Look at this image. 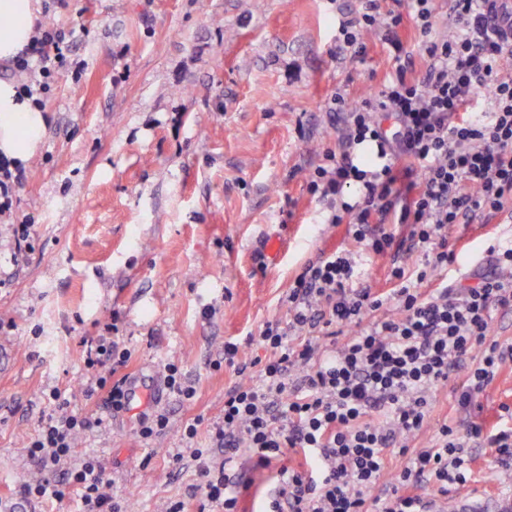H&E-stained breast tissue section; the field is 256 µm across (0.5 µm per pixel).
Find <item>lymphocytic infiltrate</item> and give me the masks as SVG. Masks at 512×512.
Masks as SVG:
<instances>
[{"label": "lymphocytic infiltrate", "instance_id": "obj_1", "mask_svg": "<svg viewBox=\"0 0 512 512\" xmlns=\"http://www.w3.org/2000/svg\"><path fill=\"white\" fill-rule=\"evenodd\" d=\"M462 26L450 37L431 39L436 23L432 0H406V13L381 14L367 0L360 19H343L339 32L356 45L358 30H379L395 58L407 53L398 36L411 17L425 38L427 68L422 78L396 73L361 101L332 98L344 122L339 153H326L306 178L311 195L331 207L329 223L348 225L355 240L383 254L395 242L394 225L408 226V238L425 256L423 267H392L393 288L375 292L354 287L358 271L350 253L337 250L308 262L282 303L287 321L267 322L245 343L264 349V361L243 360L242 344H224L223 361L236 380L224 393V420L209 435V448L190 455L206 478L198 512H239L248 482L225 464L245 453L254 466L274 469L277 486L263 512H422L413 489L429 478L440 487L470 481L471 457L459 433L492 448L499 463H512V428L488 433L483 423L465 431L442 424L437 443L410 447L426 424L434 389L452 370L466 367L467 380L455 392L468 409L512 359V344L489 334L492 313L512 308V246L492 243L487 252L496 272L475 284H448L443 270L455 260L448 231L478 215L502 212L512 201V76L501 62L512 56L486 12V0H450ZM70 34L54 25L38 26L11 63L19 91L43 106L55 68L68 64ZM481 99L490 109L473 111ZM376 148L374 169H360L355 146ZM355 189V203L345 202ZM387 318L373 320L379 310ZM353 336L320 354L313 336L335 338L345 328ZM104 325L85 364L95 374L86 396L101 393L115 413L126 410L125 378L131 353ZM53 409L26 446L39 470L63 469L64 483L26 484L27 500H64L67 486L80 489L81 512H127V502L109 491L95 459L65 469L76 437L90 420L52 392ZM224 452V464L208 463L209 449ZM302 461L290 464L289 454ZM391 473L390 495H375L377 479Z\"/></svg>", "mask_w": 512, "mask_h": 512}]
</instances>
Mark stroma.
Wrapping results in <instances>:
<instances>
[{"instance_id":"obj_1","label":"stroma","mask_w":512,"mask_h":512,"mask_svg":"<svg viewBox=\"0 0 512 512\" xmlns=\"http://www.w3.org/2000/svg\"><path fill=\"white\" fill-rule=\"evenodd\" d=\"M363 0H70L39 8V22L70 30L71 60L81 79L57 69L43 111L47 128L16 190L14 218H31L23 244L0 226V499L19 512H75L64 503H20L22 484L40 474L25 454L59 390L76 411L99 412L88 397L85 352L118 316V336L132 357L127 373L155 382L174 361L194 384L186 402L164 392L161 402L106 416L75 441V457L91 454L105 467L117 498L134 512H163L181 500L195 512L205 479L190 459L174 462L193 419L207 428L224 419V392L236 377L214 369L228 340L259 334L287 320L280 303L295 276L319 253H352L361 285L391 288L393 264L421 267V249L407 244L368 250L331 226L306 177L327 151L339 148L342 122L330 110L343 94L359 101L396 69L422 77L426 56L412 21L398 33L410 51L397 66L379 35L369 31L356 54L336 37L339 19L358 17ZM281 242L277 255L267 239ZM512 241V216L451 228L457 254L452 283L470 284L486 269V248ZM212 305L216 313L204 318ZM464 371L451 372L433 393L424 428L411 447H429L447 421L492 423L512 409V361L475 401L457 409L454 390ZM165 413L167 429L142 442V418ZM467 487L422 482L423 498H467L473 512H512V467L471 444ZM228 472L246 479L242 512H261L276 482L270 470L235 459Z\"/></svg>"}]
</instances>
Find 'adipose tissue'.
<instances>
[{"instance_id":"1","label":"adipose tissue","mask_w":512,"mask_h":512,"mask_svg":"<svg viewBox=\"0 0 512 512\" xmlns=\"http://www.w3.org/2000/svg\"><path fill=\"white\" fill-rule=\"evenodd\" d=\"M34 0H0V60H11L30 44L35 33ZM46 119L31 99L20 97L15 83L0 81V155L27 162L38 151Z\"/></svg>"}]
</instances>
